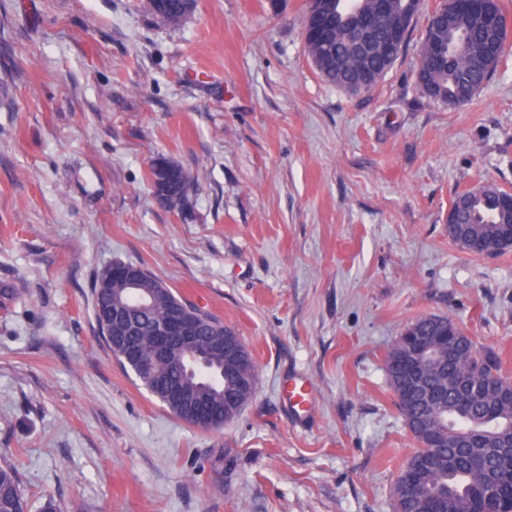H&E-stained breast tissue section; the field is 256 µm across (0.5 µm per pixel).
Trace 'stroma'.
I'll list each match as a JSON object with an SVG mask.
<instances>
[{
    "label": "stroma",
    "instance_id": "obj_1",
    "mask_svg": "<svg viewBox=\"0 0 512 512\" xmlns=\"http://www.w3.org/2000/svg\"><path fill=\"white\" fill-rule=\"evenodd\" d=\"M305 0H0V458L27 512H392L412 452L384 368L446 315L512 372V250H460L455 195L512 191V41L469 104L423 97L410 44L377 86L323 82ZM193 189L166 210L153 158ZM144 266L258 368L219 431L165 410L102 341L96 272ZM313 387L309 418L278 397ZM188 1L196 4V0H146L143 8L155 18L177 25L194 11L195 6L188 8Z\"/></svg>",
    "mask_w": 512,
    "mask_h": 512
}]
</instances>
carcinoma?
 <instances>
[{
  "mask_svg": "<svg viewBox=\"0 0 512 512\" xmlns=\"http://www.w3.org/2000/svg\"><path fill=\"white\" fill-rule=\"evenodd\" d=\"M188 0H145L144 10L172 25L193 9ZM339 13L340 23L325 40H305L319 77L350 94L373 89L404 55L421 0H323ZM509 25L500 0H488L484 12H465L449 0L428 15L416 69L421 94L446 106L464 105L496 76ZM150 181L159 203L181 212L188 203L191 178L185 169L161 156L150 166ZM503 190L477 185L455 196L456 224L451 241L462 250L481 237L501 243ZM140 288L128 290L109 277V269L93 283L98 331L119 363L135 351L148 358L159 325L180 313L196 323L199 336H222L227 346L248 360L250 382L222 376L224 354L207 353L211 377L190 383L210 404L211 418L225 423L239 415L257 389V365L236 332L202 313L149 270L141 267ZM427 352L423 368L434 376L431 394L422 396L414 381L412 353ZM394 402L414 450L392 489L395 512H512V401L501 390L512 383L499 353L477 345L453 319L422 316L396 337L384 356ZM184 376L180 363L161 364L146 390L168 412L192 425L168 395V382ZM19 471L0 461V512H25Z\"/></svg>",
  "mask_w": 512,
  "mask_h": 512,
  "instance_id": "cac0c4a2",
  "label": "carcinoma"
}]
</instances>
